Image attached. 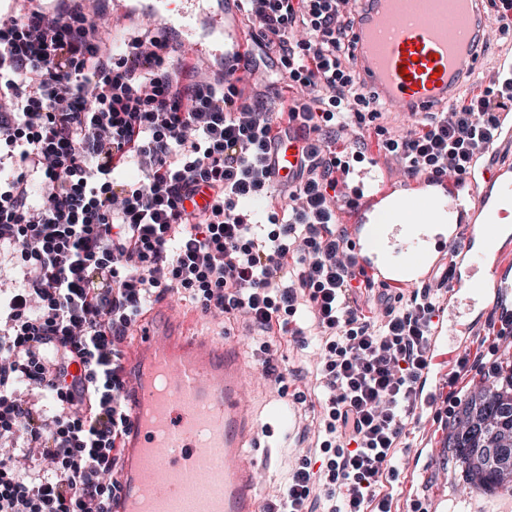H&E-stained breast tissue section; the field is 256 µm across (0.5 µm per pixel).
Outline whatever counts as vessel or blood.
Listing matches in <instances>:
<instances>
[{"mask_svg":"<svg viewBox=\"0 0 512 512\" xmlns=\"http://www.w3.org/2000/svg\"><path fill=\"white\" fill-rule=\"evenodd\" d=\"M354 2L350 62L376 107L407 122L448 107L465 82L478 79L475 61L492 28L483 0ZM217 15L224 20L218 39L196 44L194 53L223 63L225 80L237 83L254 41L243 31L239 0H219ZM305 140L298 125L273 133L276 187L297 181ZM498 151L495 144L480 149L495 163L482 170L486 188L466 230L448 224L429 232L434 208L458 197L456 180L423 174L394 193L377 189L373 172L349 175L364 191L347 227L356 269L381 288L425 287L450 248L454 300L512 288V270L500 264L512 246V164L498 162ZM457 343V336L434 334L432 368L421 379L423 404L432 401L434 368L453 359ZM152 368L165 372L170 391L154 402L146 423L143 378ZM248 372L239 346L202 331L195 311L180 315L152 298L129 330L120 362L127 420L112 512H267L255 488L269 468L260 440L270 429L245 387Z\"/></svg>","mask_w":512,"mask_h":512,"instance_id":"b4317fda","label":"vessel or blood"}]
</instances>
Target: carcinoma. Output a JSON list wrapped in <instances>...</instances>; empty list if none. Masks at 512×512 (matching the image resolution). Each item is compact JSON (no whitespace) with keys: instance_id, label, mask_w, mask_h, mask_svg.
<instances>
[{"instance_id":"1","label":"carcinoma","mask_w":512,"mask_h":512,"mask_svg":"<svg viewBox=\"0 0 512 512\" xmlns=\"http://www.w3.org/2000/svg\"><path fill=\"white\" fill-rule=\"evenodd\" d=\"M448 454L474 487L512 489V349L497 368L469 383L464 405L448 422Z\"/></svg>"}]
</instances>
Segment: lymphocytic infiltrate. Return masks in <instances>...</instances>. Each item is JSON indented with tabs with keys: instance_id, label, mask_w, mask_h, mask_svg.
I'll return each instance as SVG.
<instances>
[{
	"instance_id": "lymphocytic-infiltrate-1",
	"label": "lymphocytic infiltrate",
	"mask_w": 512,
	"mask_h": 512,
	"mask_svg": "<svg viewBox=\"0 0 512 512\" xmlns=\"http://www.w3.org/2000/svg\"><path fill=\"white\" fill-rule=\"evenodd\" d=\"M245 2L302 90L277 112L217 73L181 83L146 21L115 56L73 0L20 22L0 10V512H110L122 348L164 292L312 352L319 411L271 512H392L385 484L445 291L380 294L374 316L359 301L331 151L362 96L343 77L347 0ZM509 109L512 95L473 86L381 150L406 176L460 180ZM282 122L305 127L304 165L265 224L241 203L277 193L267 155ZM129 163L133 182L118 174Z\"/></svg>"
}]
</instances>
